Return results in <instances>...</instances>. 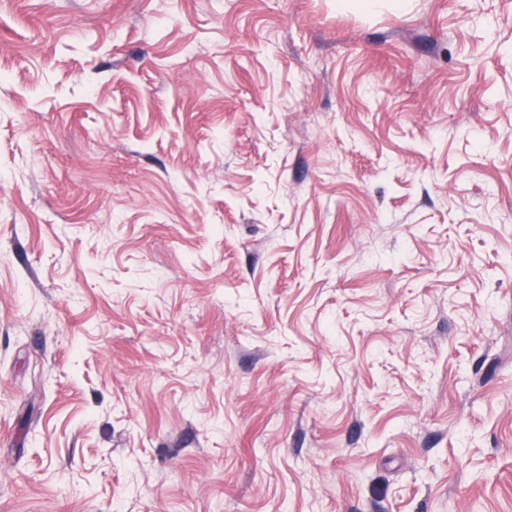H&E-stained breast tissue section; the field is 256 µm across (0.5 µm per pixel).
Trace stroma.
<instances>
[{
  "label": "stroma",
  "instance_id": "1",
  "mask_svg": "<svg viewBox=\"0 0 512 512\" xmlns=\"http://www.w3.org/2000/svg\"><path fill=\"white\" fill-rule=\"evenodd\" d=\"M0 512H512V0H0Z\"/></svg>",
  "mask_w": 512,
  "mask_h": 512
}]
</instances>
